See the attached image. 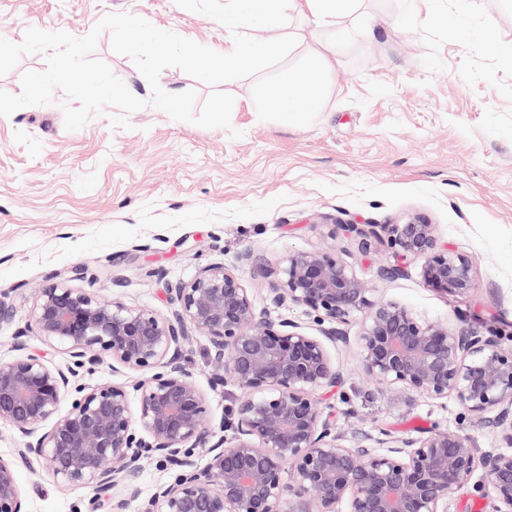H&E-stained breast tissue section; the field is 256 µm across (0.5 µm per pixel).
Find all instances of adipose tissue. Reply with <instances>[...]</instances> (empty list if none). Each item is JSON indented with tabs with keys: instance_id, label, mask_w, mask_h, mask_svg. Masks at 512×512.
I'll return each mask as SVG.
<instances>
[{
	"instance_id": "ef3b65f1",
	"label": "adipose tissue",
	"mask_w": 512,
	"mask_h": 512,
	"mask_svg": "<svg viewBox=\"0 0 512 512\" xmlns=\"http://www.w3.org/2000/svg\"><path fill=\"white\" fill-rule=\"evenodd\" d=\"M360 0H231L224 13L226 26H234L249 18L277 20L284 9L290 8L311 16L327 36L310 50L302 74L289 76L279 95L271 104L272 111L285 119L299 121L318 111L324 92V78L331 69L347 36L339 29L341 18L354 13Z\"/></svg>"
}]
</instances>
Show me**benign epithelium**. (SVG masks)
Wrapping results in <instances>:
<instances>
[{"label": "benign epithelium", "mask_w": 512, "mask_h": 512, "mask_svg": "<svg viewBox=\"0 0 512 512\" xmlns=\"http://www.w3.org/2000/svg\"><path fill=\"white\" fill-rule=\"evenodd\" d=\"M339 228L364 248L384 236L403 259L422 260L428 288H475L470 261L439 244L433 224ZM71 273L37 289L33 309L38 335L69 355L67 370L20 340L15 356L0 361V422L22 443L11 458L0 457V512H25L19 474L34 466L60 487L90 490L99 512H128L149 461L174 479L156 487L141 512H448L479 469L494 512H512V348L498 337L423 322L375 297L326 251L290 252L267 271L266 299L302 307L318 336L292 320H272L224 266L167 288V314L77 288L71 281L84 267ZM357 316L360 363L376 394L399 388L451 397L463 415L489 418L511 452L483 453L471 435L440 428L379 438L381 451L342 444L321 396L348 380L328 344L347 342L338 325ZM194 331L209 342L211 389L230 382L239 390L218 430L206 392L184 364ZM106 362L133 376L91 388L78 383ZM198 450L207 456L202 467Z\"/></svg>", "instance_id": "1"}]
</instances>
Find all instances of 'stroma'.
<instances>
[{"instance_id": "stroma-1", "label": "stroma", "mask_w": 512, "mask_h": 512, "mask_svg": "<svg viewBox=\"0 0 512 512\" xmlns=\"http://www.w3.org/2000/svg\"><path fill=\"white\" fill-rule=\"evenodd\" d=\"M226 0H0V37L21 41L27 28L86 35L110 12L127 13L216 51L233 40ZM455 0H365L348 18L357 36L329 74L327 102L301 127L259 120L253 78L224 83L235 103L230 128L171 119L151 106V89L132 61L102 34L94 52L144 108L130 129L112 127L105 108L81 129L66 130L55 90L48 105L0 116V291L13 307L0 324V360L16 335L29 350L67 369L71 360L38 336L35 295L54 274L85 269L77 287L164 314L168 285L207 266L238 270L259 309L315 326L296 305L265 300L267 270L291 251L325 250L352 268L376 296L405 304L423 321L503 331L512 346V65L495 44L512 46V0H469L466 30L449 20ZM251 37L298 40L295 62L312 46L307 18ZM435 224L439 243L466 256L474 288L445 294L423 285L421 263L403 277H380L395 252L375 239L333 235L341 223ZM250 252L258 266L239 268ZM122 280L113 288V280ZM359 320L341 325L331 345L349 376L323 398L344 444L374 445L439 426L473 436L483 450L498 438L488 423L462 418L455 402L398 390L381 397L364 378L355 338ZM27 512H93L92 494L62 489L23 471Z\"/></svg>"}]
</instances>
